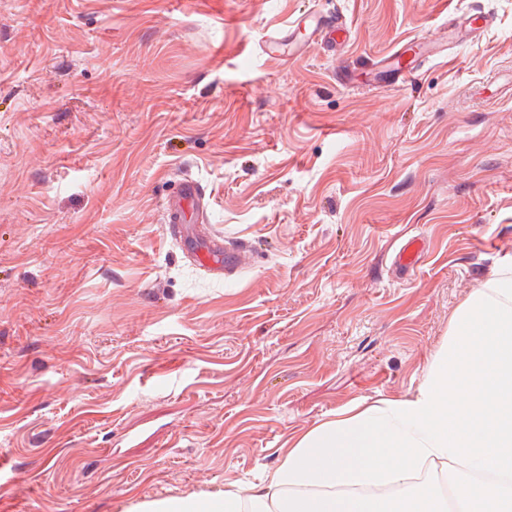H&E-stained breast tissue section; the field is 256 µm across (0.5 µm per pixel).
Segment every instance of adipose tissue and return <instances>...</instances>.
<instances>
[{"instance_id": "obj_1", "label": "adipose tissue", "mask_w": 512, "mask_h": 512, "mask_svg": "<svg viewBox=\"0 0 512 512\" xmlns=\"http://www.w3.org/2000/svg\"><path fill=\"white\" fill-rule=\"evenodd\" d=\"M512 512V267L456 310L414 397L337 413L298 439L247 494L173 497L144 512ZM391 484V494L373 485Z\"/></svg>"}]
</instances>
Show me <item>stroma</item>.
Wrapping results in <instances>:
<instances>
[{"instance_id": "1", "label": "stroma", "mask_w": 512, "mask_h": 512, "mask_svg": "<svg viewBox=\"0 0 512 512\" xmlns=\"http://www.w3.org/2000/svg\"><path fill=\"white\" fill-rule=\"evenodd\" d=\"M475 7L479 38L377 73ZM336 9L342 57L259 53ZM184 179L203 232L255 246L235 275L169 232ZM511 261L512 0H0V512L244 492L337 411L415 394ZM422 242L419 238L409 239L396 254L394 265L402 271L413 270L419 261Z\"/></svg>"}]
</instances>
